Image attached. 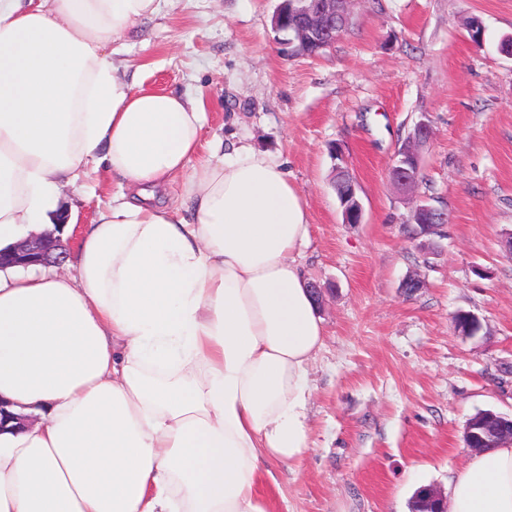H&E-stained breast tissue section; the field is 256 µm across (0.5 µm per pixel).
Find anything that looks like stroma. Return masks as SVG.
Segmentation results:
<instances>
[{
    "label": "stroma",
    "instance_id": "35a3bbf8",
    "mask_svg": "<svg viewBox=\"0 0 512 512\" xmlns=\"http://www.w3.org/2000/svg\"><path fill=\"white\" fill-rule=\"evenodd\" d=\"M278 0H163L125 35L118 62L144 86L203 99L210 132L282 153L312 224L300 263L327 287L309 367L311 446L267 462L273 512H411L418 487L446 489L471 458L482 410L512 413V0H354L347 31L316 56L289 53ZM480 18L483 44L468 39ZM431 138L407 194L392 159L420 119ZM357 180L364 221L344 223L332 187ZM120 190L80 175L61 205L74 234ZM444 211L414 237L411 213ZM423 286L406 295L407 277ZM482 324L459 335L456 312Z\"/></svg>",
    "mask_w": 512,
    "mask_h": 512
}]
</instances>
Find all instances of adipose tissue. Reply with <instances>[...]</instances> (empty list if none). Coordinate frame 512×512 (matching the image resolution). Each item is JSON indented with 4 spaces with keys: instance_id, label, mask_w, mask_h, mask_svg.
I'll return each instance as SVG.
<instances>
[{
    "instance_id": "obj_1",
    "label": "adipose tissue",
    "mask_w": 512,
    "mask_h": 512,
    "mask_svg": "<svg viewBox=\"0 0 512 512\" xmlns=\"http://www.w3.org/2000/svg\"><path fill=\"white\" fill-rule=\"evenodd\" d=\"M160 0H0V248L91 162L121 178L73 274L0 270V512H267L266 460L309 446L322 345L281 156L206 136L204 103L127 81L109 48ZM180 182L178 200L157 191ZM449 512H512V444L472 455Z\"/></svg>"
}]
</instances>
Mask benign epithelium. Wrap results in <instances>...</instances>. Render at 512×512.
I'll use <instances>...</instances> for the list:
<instances>
[{
	"label": "benign epithelium",
	"mask_w": 512,
	"mask_h": 512,
	"mask_svg": "<svg viewBox=\"0 0 512 512\" xmlns=\"http://www.w3.org/2000/svg\"><path fill=\"white\" fill-rule=\"evenodd\" d=\"M352 0H280L273 16V27L278 32L288 33V44L305 54H316L331 48L343 33L349 19V4ZM427 121H419L413 133L398 149L390 167L394 185L407 192L419 181V147L430 137ZM348 191L343 208V222L363 223V207L357 196L356 181L346 174ZM412 220L420 235H430L444 222V214L435 207L420 203L412 212ZM66 248L61 238L46 232L26 239L9 251L0 250V268L9 265L28 266L33 263L49 265L65 257ZM455 330L462 336H473L481 329L477 316L466 314L456 320ZM499 444L512 443V415L489 414L467 422L464 431L466 448L473 449L477 441ZM415 502L420 512H448V498L432 486H423L415 493Z\"/></svg>",
	"instance_id": "obj_1"
}]
</instances>
